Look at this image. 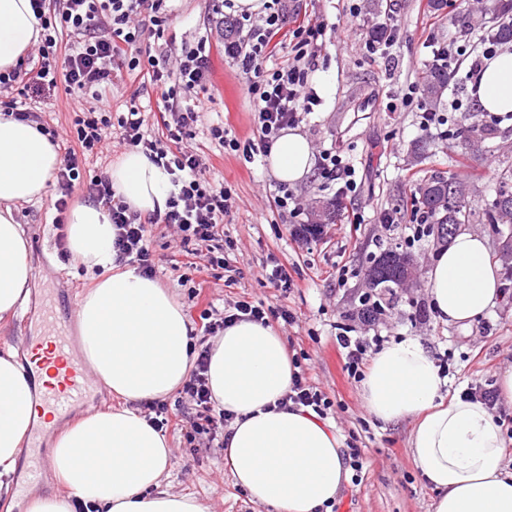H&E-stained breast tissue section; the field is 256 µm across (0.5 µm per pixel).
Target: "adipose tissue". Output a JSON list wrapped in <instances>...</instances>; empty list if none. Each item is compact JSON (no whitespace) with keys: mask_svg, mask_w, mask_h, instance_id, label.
I'll use <instances>...</instances> for the list:
<instances>
[{"mask_svg":"<svg viewBox=\"0 0 512 512\" xmlns=\"http://www.w3.org/2000/svg\"><path fill=\"white\" fill-rule=\"evenodd\" d=\"M39 39L30 0H0V71L16 67ZM473 88L482 110L512 112V51L486 59ZM267 163L278 181H302L314 166L306 134L284 130ZM60 164L56 145L36 123L0 114V320L28 297V247L14 208L44 198ZM107 175L142 218L166 212L171 177L142 152L123 153ZM67 227L71 256L97 273L77 313L82 358L116 403L57 436L52 466L63 491L28 499L26 512H72L76 501L90 512H203L193 495L163 490L172 449L136 408L166 399L189 376L191 326L184 308L136 266L116 268L115 230L101 205H74ZM427 291L445 324L470 326L493 307L499 277L485 239L457 231L433 262ZM294 371L288 345L271 325L242 321L215 338L208 383L216 407L233 416L224 469L251 502L272 512H322L336 502L350 469L332 426L312 411L279 408ZM31 376L12 347L0 349V495L13 489L11 476L33 424L48 417L33 398ZM445 385L430 351L405 337L374 354L360 392L375 419L413 420L411 453L436 493L434 512H512L499 416L478 399L448 395Z\"/></svg>","mask_w":512,"mask_h":512,"instance_id":"adipose-tissue-1","label":"adipose tissue"}]
</instances>
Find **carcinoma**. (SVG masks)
Segmentation results:
<instances>
[{"mask_svg":"<svg viewBox=\"0 0 512 512\" xmlns=\"http://www.w3.org/2000/svg\"><path fill=\"white\" fill-rule=\"evenodd\" d=\"M489 33L503 42L512 41V0H497ZM453 72L448 62L436 60L427 71L423 94L429 109L440 102ZM487 125L477 122L452 132L458 146L467 150L491 138ZM396 209L426 220L427 233L444 243L450 242L456 228L474 216L469 201V188L451 176L434 173L415 183L410 194L400 198ZM482 219L489 224H512V167L497 175L495 197L482 208ZM368 277L380 295L394 297L396 289L408 280L413 266L412 255L399 246H388L368 258Z\"/></svg>","mask_w":512,"mask_h":512,"instance_id":"carcinoma-1","label":"carcinoma"}]
</instances>
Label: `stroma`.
<instances>
[{"label":"stroma","instance_id":"1","mask_svg":"<svg viewBox=\"0 0 512 512\" xmlns=\"http://www.w3.org/2000/svg\"><path fill=\"white\" fill-rule=\"evenodd\" d=\"M289 17L311 19L336 26L334 44L318 60L316 77L330 84L322 104L305 117L302 131L314 150L330 148L353 164L362 182L355 199L364 207L365 223L351 224L346 214L332 216L322 234L311 243L300 242L295 228L270 202L278 182L266 163L251 164L238 154L201 140L210 175L231 188L236 208L224 225V237L234 245L232 266L237 282L225 286L223 269L211 271L202 292H195L190 270L176 268L182 260L179 236L165 225L152 228L151 250L156 278L174 294L187 312L194 338H201L202 311H224L240 299L263 303L269 322L298 357L308 381L330 398L327 416L343 440H355L372 460L360 485H345L332 512H433L435 493L415 465L409 448L412 421H375L363 406L359 384L344 369L343 355L335 340L334 323L343 321L353 299L368 291L366 259L376 253L377 242L398 243L410 224L384 228L377 221L381 210L395 208L399 192L415 180L438 171L455 177L470 188L474 209H481L496 190L499 169L512 165V120L496 126L491 145L467 152L452 145L438 129L419 126V104L391 109L393 96L407 93L410 85H422L433 59V48L448 49L461 71H468L473 57L483 49V31L460 35L461 16L491 15L495 0H447L439 15H432L428 0H285ZM217 0H177L175 13L162 40L161 52L179 54L204 35V25ZM395 18L399 35L387 57L365 54L364 42L378 25ZM199 97L207 110L203 122L223 120L239 140L253 135L252 103L246 80L224 55V42L212 37L210 73ZM425 142L426 154L415 160L417 142ZM56 187H49L39 201L17 205L14 214L28 242L31 278L26 305L6 323H0V348L14 347L19 362H26L28 341L39 329L46 297L57 301L61 320L93 282V275L73 261L68 245L60 241L53 222ZM439 251L428 237L411 248L414 266L409 280L398 291L384 322V335L419 339L433 355H448L449 390L470 386L495 388L499 373L512 368V305L496 304L469 329L443 324L436 315L420 321L414 301L427 298L428 271ZM285 263L295 286L288 294L269 288L262 277L268 255ZM348 281H341V270ZM296 317L287 324L281 308ZM173 420L166 436L173 450V466L166 489L194 495L205 512H268L249 501L224 470L220 441L194 433V405L183 392L167 398Z\"/></svg>","mask_w":512,"mask_h":512}]
</instances>
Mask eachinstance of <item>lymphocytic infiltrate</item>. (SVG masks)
<instances>
[{"label":"lymphocytic infiltrate","instance_id":"f902f5d3","mask_svg":"<svg viewBox=\"0 0 512 512\" xmlns=\"http://www.w3.org/2000/svg\"><path fill=\"white\" fill-rule=\"evenodd\" d=\"M42 33L38 65L28 72H0V92L16 89V97L0 99V109L20 121L39 122L36 111L57 85L85 102L70 135L44 127L42 132L63 152L56 172L58 194L53 202L55 224H64L74 184L88 157L110 150L112 142L144 153L162 165L174 187L168 209L160 223L176 226L186 243L187 268L203 272L227 268L224 257V220L231 216L236 200L230 188L215 184L206 175L207 165L194 144L198 127H205L210 140L242 154L245 160L268 154L282 130L297 127L317 104L310 82L316 62L327 43V27L321 22H302L286 29L283 7H269L263 16L223 15L208 23L207 35L196 45L182 49L173 61H160L152 54L151 41L163 38L174 13L172 0H62L59 9L47 8L46 0H30ZM222 34L229 58L248 82L252 97L254 132L242 141L220 123L203 124L195 97L203 88L210 68L209 32ZM67 43H60V36ZM288 57L278 60L280 50ZM147 82L156 92L158 109L144 112L127 106L113 113L107 93L119 72ZM318 173L325 188L343 199L358 190L353 165L331 150L320 155ZM87 191L102 204L115 227L113 248L116 265L137 264L142 275L153 277L155 266L149 248L151 231L146 222L118 197L110 182L91 177ZM383 304L363 293L345 322L336 324L335 338L345 354V369L361 380L372 349L384 338L376 328ZM209 346L198 352L195 367L183 386L195 408L192 426L196 432L217 437L230 421V414L215 411L208 386ZM281 408L305 407L326 418L331 402L303 373H295Z\"/></svg>","mask_w":512,"mask_h":512}]
</instances>
